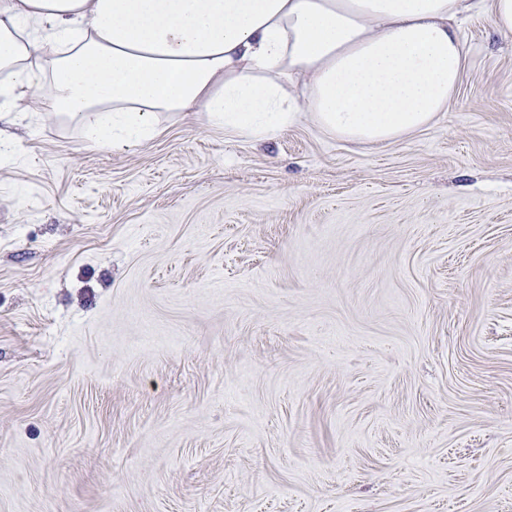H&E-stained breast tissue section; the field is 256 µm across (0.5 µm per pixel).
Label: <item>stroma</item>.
<instances>
[{
	"mask_svg": "<svg viewBox=\"0 0 512 512\" xmlns=\"http://www.w3.org/2000/svg\"><path fill=\"white\" fill-rule=\"evenodd\" d=\"M356 144L34 93L0 149V512H512V35Z\"/></svg>",
	"mask_w": 512,
	"mask_h": 512,
	"instance_id": "stroma-1",
	"label": "stroma"
}]
</instances>
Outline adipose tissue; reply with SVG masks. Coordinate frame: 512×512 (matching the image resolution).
Instances as JSON below:
<instances>
[{
    "label": "adipose tissue",
    "mask_w": 512,
    "mask_h": 512,
    "mask_svg": "<svg viewBox=\"0 0 512 512\" xmlns=\"http://www.w3.org/2000/svg\"><path fill=\"white\" fill-rule=\"evenodd\" d=\"M477 17L512 34V0H0V112L44 91L116 147L160 112L257 139L306 115L384 145L448 110Z\"/></svg>",
    "instance_id": "obj_1"
}]
</instances>
